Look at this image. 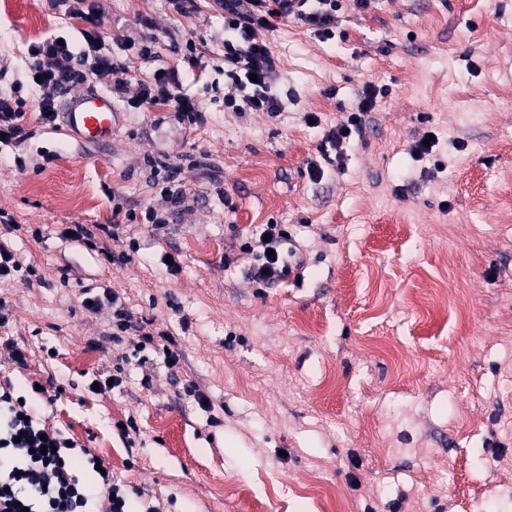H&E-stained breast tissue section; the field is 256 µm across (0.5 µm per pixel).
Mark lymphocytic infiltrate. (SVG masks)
I'll use <instances>...</instances> for the list:
<instances>
[{"mask_svg":"<svg viewBox=\"0 0 512 512\" xmlns=\"http://www.w3.org/2000/svg\"><path fill=\"white\" fill-rule=\"evenodd\" d=\"M224 13V76L235 90L228 104L241 110L278 116L283 101L275 90L277 65L263 34L278 24L297 21L322 33H330L339 22L341 0H215ZM70 16L86 21L82 49L72 42L47 36L28 49V71L38 91L37 107L43 122L58 118L57 98L68 90L89 83L123 91L130 68L105 51L98 0H70ZM379 91L368 84L358 94L355 112L347 121L332 127L320 145L322 161L340 164L346 149L359 138L362 126L375 109ZM129 108L140 111L165 106L178 122H201L198 103L184 95L178 70L155 71L139 80ZM321 161V163H322ZM321 163H310V177H319ZM288 240L281 225L266 224L252 232L240 245L245 254H255L258 263L251 270L254 280L269 284L286 278L291 268L280 247ZM92 312L104 304L112 306V339H136L137 348L153 344L152 333L134 323L117 292L83 291ZM52 452H44V445ZM98 458L85 446L77 445L60 431L41 422L35 408L14 396L12 387L0 386V512H137L131 492L118 483L111 471H98ZM93 474L95 486L84 476Z\"/></svg>","mask_w":512,"mask_h":512,"instance_id":"f902f5d3","label":"lymphocytic infiltrate"}]
</instances>
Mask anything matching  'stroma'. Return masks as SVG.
Returning <instances> with one entry per match:
<instances>
[{"label":"stroma","mask_w":512,"mask_h":512,"mask_svg":"<svg viewBox=\"0 0 512 512\" xmlns=\"http://www.w3.org/2000/svg\"><path fill=\"white\" fill-rule=\"evenodd\" d=\"M99 5L107 48L124 57L155 39L132 73L180 68L205 121L118 96L111 143L41 123L27 49L78 39L86 23L64 0H9L0 95L27 100V137L0 143V211L18 224L0 239L43 281L0 282V337L27 355L23 367L0 362V381L22 394L54 383L56 396L34 399L41 419L157 512H326L322 485L351 512H512V463L499 459L512 448V0H344L332 36L278 25L265 34L284 101L275 118L225 107L212 0L184 13L170 0ZM189 40L192 71L180 67ZM369 83L384 90L371 122L342 166L311 180L326 131ZM430 131L441 172L416 154ZM171 173L175 205L160 195ZM76 181L90 201L70 207ZM119 208L166 223L121 224ZM272 223L303 265L266 286L237 237ZM76 224L114 228L103 242L126 263L63 238ZM85 288L116 290L133 321L168 336L178 365L161 348L107 340L112 309L85 310ZM120 356L123 383L106 387ZM185 379L207 406L184 395ZM127 419L125 437L115 424Z\"/></svg>","instance_id":"stroma-1"}]
</instances>
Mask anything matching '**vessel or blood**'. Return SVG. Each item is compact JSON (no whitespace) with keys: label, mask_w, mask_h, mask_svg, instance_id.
Instances as JSON below:
<instances>
[{"label":"vessel or blood","mask_w":512,"mask_h":512,"mask_svg":"<svg viewBox=\"0 0 512 512\" xmlns=\"http://www.w3.org/2000/svg\"><path fill=\"white\" fill-rule=\"evenodd\" d=\"M62 114L66 130L80 142H111L117 111L108 92L85 90L67 94Z\"/></svg>","instance_id":"vessel-or-blood-1"}]
</instances>
